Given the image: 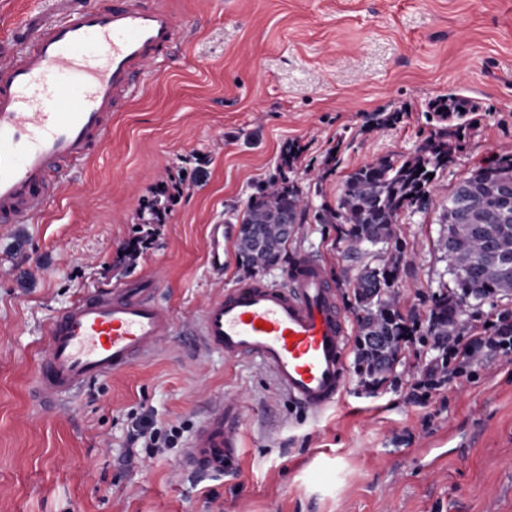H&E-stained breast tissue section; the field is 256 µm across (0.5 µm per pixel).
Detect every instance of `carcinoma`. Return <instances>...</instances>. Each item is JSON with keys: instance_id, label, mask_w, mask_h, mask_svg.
<instances>
[{"instance_id": "cac0c4a2", "label": "carcinoma", "mask_w": 512, "mask_h": 512, "mask_svg": "<svg viewBox=\"0 0 512 512\" xmlns=\"http://www.w3.org/2000/svg\"><path fill=\"white\" fill-rule=\"evenodd\" d=\"M438 113L472 111L464 98L450 97ZM451 146L443 138L428 142L423 153L397 161L381 158L347 175L336 208H324V224L342 225L341 240L349 250H364L378 239L383 244L374 255V265L364 267L352 283L358 339L354 369L366 380L379 382L392 370L396 354L407 337L413 335L401 313L392 303L403 245L394 225L401 213L426 208L432 202V177L448 165ZM512 177V158L500 157L479 166L464 177L448 194L443 207V229L439 250L448 262L453 289L440 294L430 310L427 335L463 336L456 328L455 314L468 300L512 296V264L497 261L512 257V233L492 237L484 229L494 226L501 206L497 180ZM309 207L302 189L283 178L272 179L252 195L240 218L237 234L239 263L248 273L278 265L284 257L287 240L273 223L274 214L286 210L302 215ZM367 336H387L392 348L383 351L370 346Z\"/></svg>"}]
</instances>
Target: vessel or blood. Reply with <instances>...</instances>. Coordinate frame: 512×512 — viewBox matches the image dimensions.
Instances as JSON below:
<instances>
[{"label":"vessel or blood","mask_w":512,"mask_h":512,"mask_svg":"<svg viewBox=\"0 0 512 512\" xmlns=\"http://www.w3.org/2000/svg\"><path fill=\"white\" fill-rule=\"evenodd\" d=\"M56 16L21 21L0 44V224L47 211L62 173L82 165L112 134V116L176 42L166 0H53ZM288 285L243 284L209 299L199 334L210 350L255 359L278 388L317 413L344 387L348 321L324 267L298 258ZM153 284L90 291L49 323V347L35 376L41 407L84 384L152 355L173 330ZM230 416L216 406L192 437L182 463L218 473L235 455Z\"/></svg>","instance_id":"obj_1"}]
</instances>
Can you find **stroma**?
Wrapping results in <instances>:
<instances>
[{
    "label": "stroma",
    "mask_w": 512,
    "mask_h": 512,
    "mask_svg": "<svg viewBox=\"0 0 512 512\" xmlns=\"http://www.w3.org/2000/svg\"><path fill=\"white\" fill-rule=\"evenodd\" d=\"M180 38L112 119L108 143L68 170L36 221L0 227V512H512V353L488 352L441 393L419 386L444 350L427 336L453 287L439 215L476 167L512 156V0H171ZM473 110L452 134L433 110ZM447 134L428 212L398 220L397 305L415 336L381 384L354 369L350 328L340 398L310 413L257 361L208 350L204 302L251 281L233 220L274 178L311 200L288 255L318 260L344 315L369 254L346 251L335 207L347 175L420 154ZM290 166H283L287 152ZM183 194L152 250L117 262L156 189ZM224 226V269L207 258ZM150 281L174 330L150 358L61 405L31 401L51 318L92 287ZM234 406L238 448L223 472L186 470L184 452L216 405ZM141 419L178 436L167 455L122 463Z\"/></svg>",
    "instance_id": "35a3bbf8"
}]
</instances>
